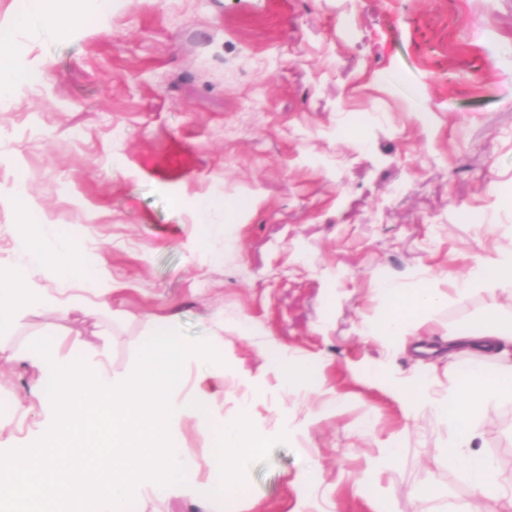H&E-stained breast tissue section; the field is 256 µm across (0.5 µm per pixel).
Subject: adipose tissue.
I'll return each instance as SVG.
<instances>
[{
	"mask_svg": "<svg viewBox=\"0 0 512 512\" xmlns=\"http://www.w3.org/2000/svg\"><path fill=\"white\" fill-rule=\"evenodd\" d=\"M77 0H27L13 28L0 30V112L12 94L30 74L20 65L29 47L20 36L30 28L59 30L84 27L85 16L76 6ZM43 251L53 257V269L61 281L82 279L87 292H94L93 257L75 246L70 235L59 227L41 230ZM22 268L0 264V334L15 326L19 313L38 291L26 284ZM466 292H480L490 297L512 290V252L479 263L460 277ZM380 295L387 306L385 313L371 320L367 335L386 343H404L425 324V316L448 301V291L424 282L420 288L405 293L394 285L383 284ZM448 352L453 356L481 354L482 359L460 371L453 388L434 397L426 390L438 383L436 370L423 378L398 379L392 387L407 411L423 408L435 410L448 427V445L436 449V456L449 466L460 469L471 484L475 501L455 505L452 512H479L477 500L490 499L512 507V483L506 482L494 461L482 451L480 413L493 401L512 398V321L492 309L484 318L462 325L448 338Z\"/></svg>",
	"mask_w": 512,
	"mask_h": 512,
	"instance_id": "obj_1",
	"label": "adipose tissue"
}]
</instances>
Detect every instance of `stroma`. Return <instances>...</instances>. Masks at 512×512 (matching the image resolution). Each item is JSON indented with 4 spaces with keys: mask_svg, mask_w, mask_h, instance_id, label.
Wrapping results in <instances>:
<instances>
[{
    "mask_svg": "<svg viewBox=\"0 0 512 512\" xmlns=\"http://www.w3.org/2000/svg\"><path fill=\"white\" fill-rule=\"evenodd\" d=\"M25 39L40 81L0 112V187L23 184L95 256L112 310L22 309L0 348L104 341L119 379L154 317L223 337L225 417L246 403L288 438L225 503L169 495L161 512H444L469 497L433 454L444 421L408 414L389 379L435 355L452 385L441 338L490 298L449 292L417 352L365 326L385 310L383 283L407 291L512 251V0H112L95 24ZM207 196L232 204V221L197 223ZM0 261L67 289L1 206ZM274 345L307 366L297 392L269 371ZM258 376L257 394L245 381ZM33 379L0 361V447L32 440ZM482 423L512 479V400ZM384 448L397 455L376 466ZM370 466L375 480L357 485Z\"/></svg>",
    "mask_w": 512,
    "mask_h": 512,
    "instance_id": "obj_1",
    "label": "stroma"
}]
</instances>
